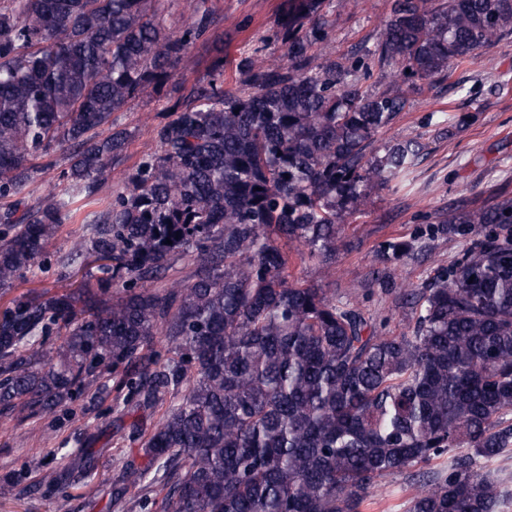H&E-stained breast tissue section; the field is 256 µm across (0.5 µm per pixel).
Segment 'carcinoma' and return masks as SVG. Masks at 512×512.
I'll use <instances>...</instances> for the list:
<instances>
[{
    "instance_id": "cac0c4a2",
    "label": "carcinoma",
    "mask_w": 512,
    "mask_h": 512,
    "mask_svg": "<svg viewBox=\"0 0 512 512\" xmlns=\"http://www.w3.org/2000/svg\"><path fill=\"white\" fill-rule=\"evenodd\" d=\"M207 2L189 0L172 29L157 20L159 0H0V288L40 267L69 218L68 198L28 196L56 166L51 152L67 160V189L90 198L128 140L112 113L151 89L173 92L158 149L69 252V265L102 260L107 287L30 291L0 311V404L50 415L110 372L125 399L163 408L149 431L133 425L142 462L112 484L126 512L133 489L156 483L161 512H360L408 468L407 512H504L512 490L480 461L512 451V197L452 204L377 245L395 269L428 241L475 235L420 285L377 274L410 307L400 336L292 279L284 246L330 273L348 218L424 156L417 139L376 136L420 85L512 36V0H391L373 46L317 70L325 0H279L229 78L224 40L251 17L223 18ZM271 39L277 63L262 59ZM199 42L209 75L189 86L178 66ZM395 66L407 88L370 92L374 71ZM185 257L191 275L170 280ZM443 454L448 468L427 469ZM41 484L63 492L68 474L48 470Z\"/></svg>"
}]
</instances>
